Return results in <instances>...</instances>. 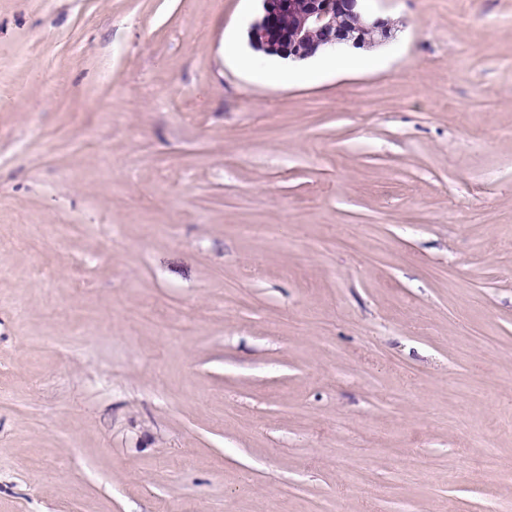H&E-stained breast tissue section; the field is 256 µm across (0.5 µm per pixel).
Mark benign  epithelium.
Wrapping results in <instances>:
<instances>
[{
  "label": "benign epithelium",
  "instance_id": "benign-epithelium-1",
  "mask_svg": "<svg viewBox=\"0 0 512 512\" xmlns=\"http://www.w3.org/2000/svg\"><path fill=\"white\" fill-rule=\"evenodd\" d=\"M259 18L251 25V47L269 55L303 61L317 52L343 45H381L392 37L394 23L374 17L364 0H260Z\"/></svg>",
  "mask_w": 512,
  "mask_h": 512
}]
</instances>
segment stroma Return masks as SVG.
Returning a JSON list of instances; mask_svg holds the SVG:
<instances>
[{
  "label": "stroma",
  "instance_id": "1",
  "mask_svg": "<svg viewBox=\"0 0 512 512\" xmlns=\"http://www.w3.org/2000/svg\"><path fill=\"white\" fill-rule=\"evenodd\" d=\"M369 7L0 0V512H512V0ZM259 18L251 25V47L269 55L303 61L317 52L343 45L355 48L381 45L392 37L394 23L389 18L368 14L366 0H258ZM288 19L283 28L280 20Z\"/></svg>",
  "mask_w": 512,
  "mask_h": 512
}]
</instances>
